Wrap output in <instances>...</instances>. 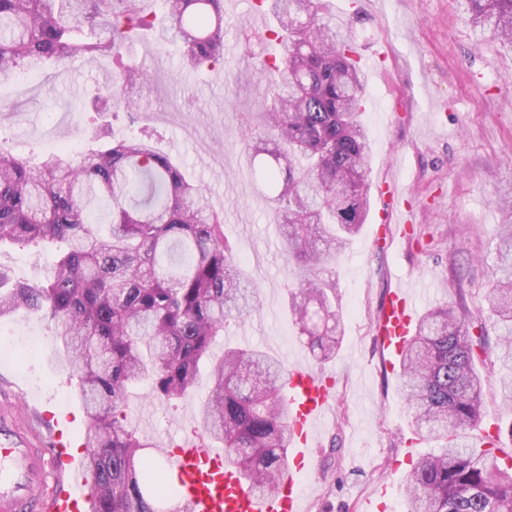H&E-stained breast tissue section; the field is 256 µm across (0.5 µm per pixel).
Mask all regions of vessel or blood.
Listing matches in <instances>:
<instances>
[{"instance_id": "obj_1", "label": "vessel or blood", "mask_w": 512, "mask_h": 512, "mask_svg": "<svg viewBox=\"0 0 512 512\" xmlns=\"http://www.w3.org/2000/svg\"><path fill=\"white\" fill-rule=\"evenodd\" d=\"M417 311L408 291L390 292L375 324L384 350L399 354ZM285 396L292 437L278 491L255 495L244 476L203 440H185L169 456L179 506L188 512H305L300 478L312 466L316 429L329 415L335 393L324 372L294 360L288 364ZM71 461L62 447H28L0 419V512H83L91 495L86 479H74L56 495L46 493L52 471Z\"/></svg>"}]
</instances>
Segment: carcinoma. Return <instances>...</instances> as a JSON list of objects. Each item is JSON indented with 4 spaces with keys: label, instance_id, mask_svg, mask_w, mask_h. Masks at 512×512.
Segmentation results:
<instances>
[{
    "label": "carcinoma",
    "instance_id": "1",
    "mask_svg": "<svg viewBox=\"0 0 512 512\" xmlns=\"http://www.w3.org/2000/svg\"><path fill=\"white\" fill-rule=\"evenodd\" d=\"M0 0V75L60 68L86 55L115 60L110 89L95 99L133 115L123 97L148 72L121 50L152 33L178 43L183 67L224 65L223 0ZM276 25L250 33L257 78L239 152L270 204L292 265L293 326L320 358L336 355V263L369 210L363 79L347 22L330 0H258ZM475 28L512 48V0H456ZM94 145L36 162L0 152V246L25 242L56 254L41 284L0 267V318L19 312L54 322L57 365L77 378L87 417L88 512H158L163 474L143 465L147 447L125 424L127 391L148 382L155 399L192 395L209 361L200 411L224 461L258 495L273 493L288 460L287 371L258 350L224 348L229 321L258 308L257 287L224 236V217L206 191L145 132L101 130ZM501 225L486 300L500 329L502 405L512 411V196ZM106 223L107 233L99 231ZM448 308L422 314L400 353V391L418 433L444 440L419 458L404 488L407 512H512V465L492 448L469 447L480 421L478 349Z\"/></svg>",
    "mask_w": 512,
    "mask_h": 512
}]
</instances>
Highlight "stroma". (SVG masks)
Segmentation results:
<instances>
[{
	"label": "stroma",
	"mask_w": 512,
	"mask_h": 512,
	"mask_svg": "<svg viewBox=\"0 0 512 512\" xmlns=\"http://www.w3.org/2000/svg\"><path fill=\"white\" fill-rule=\"evenodd\" d=\"M351 18V36L364 74L362 121L372 145L369 181L404 192L408 211L388 209L371 194L370 209L336 269V300L343 312L340 346L318 360L288 318V265L276 227L251 173L240 167L235 141L254 97L251 28L266 24L251 0H224V66L190 71L180 48L150 39L137 42L132 58L145 63L150 104L141 119L121 118L115 131L133 136L154 131L159 147L180 159L186 172L224 215V234L260 289L258 310L230 325L225 344L257 348L282 361L296 358L336 379V408L322 428L311 474L305 478L308 512H358V501L381 484L390 493L385 512H406L403 481L409 461L439 451L416 439L399 390V360L383 350L374 326L389 290L427 289L430 306H445L470 324L472 335L496 343L492 318L481 317L496 262L498 205L512 191V52L490 34L476 32L455 0H333ZM110 63L76 57L50 76L0 77V151L39 159L54 143L85 145L94 131L90 99L105 84ZM412 228L397 231L403 217ZM393 231L384 242L381 225ZM53 251L34 245L0 247V264L15 278L39 283L50 277ZM458 271L459 287L449 285ZM0 336L15 341L12 360H0V416L39 448L54 445L55 432L82 443L87 420L77 380L51 363V321L18 314L0 320ZM40 336L38 351L20 345ZM483 377L477 434L497 435L498 456L512 455V414L500 403L495 352L478 366ZM209 390L201 376L195 393L170 403L147 387L127 393L126 422L146 442L142 458L168 470L165 447L202 437L198 410Z\"/></svg>",
	"instance_id": "stroma-1"
}]
</instances>
